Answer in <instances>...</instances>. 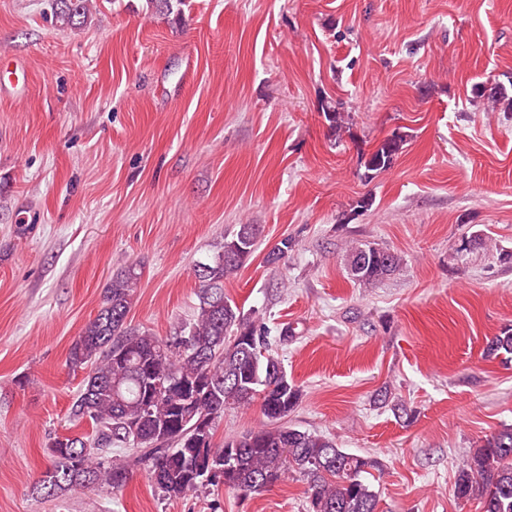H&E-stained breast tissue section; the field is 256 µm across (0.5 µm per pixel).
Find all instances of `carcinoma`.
<instances>
[{
  "label": "carcinoma",
  "mask_w": 512,
  "mask_h": 512,
  "mask_svg": "<svg viewBox=\"0 0 512 512\" xmlns=\"http://www.w3.org/2000/svg\"><path fill=\"white\" fill-rule=\"evenodd\" d=\"M153 15L179 20L190 0H145ZM92 0H54V14L68 26L87 22ZM475 91L491 104L512 110L506 87L479 85ZM324 117L341 138L347 115L329 105ZM406 142L393 133L360 156L364 178L392 167ZM258 225L241 224L207 261L197 262L199 304L194 318L174 335L161 338L127 322L142 272L134 264L112 276L104 288L97 315L71 344L67 366L85 371L82 388L69 417L91 425L89 435L56 436L50 466L34 485L44 498H57L77 488L119 490L130 469L141 466L156 489L177 499L205 486L200 471L222 469L221 484L243 495L259 493L294 473L308 484L309 512H377L378 494L368 480L378 462L338 447L329 436L282 423L298 405L301 392L274 350L281 330L271 335L260 320L241 314L224 296V281L237 275L253 253ZM294 247L285 237L267 262L288 260ZM400 254L371 243H355L345 254L348 274L373 288L396 272ZM490 356H512V326L487 341ZM175 381L178 389L167 386ZM260 401L268 424L213 443L224 412ZM133 449L131 458L112 450ZM454 494L475 498L482 512H512V425L481 440L458 468Z\"/></svg>",
  "instance_id": "carcinoma-1"
}]
</instances>
